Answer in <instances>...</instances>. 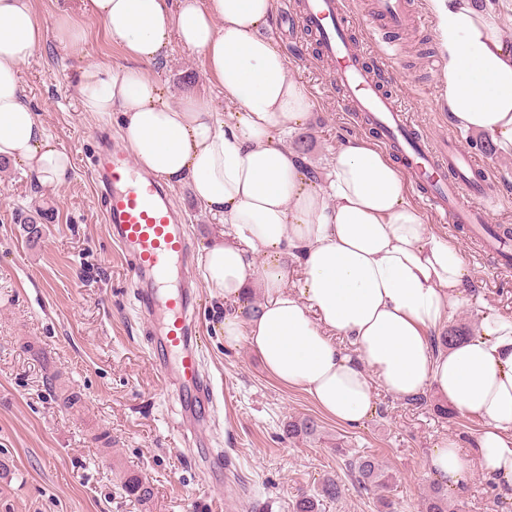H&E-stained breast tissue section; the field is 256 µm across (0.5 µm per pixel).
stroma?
I'll return each mask as SVG.
<instances>
[{
    "label": "stroma",
    "mask_w": 512,
    "mask_h": 512,
    "mask_svg": "<svg viewBox=\"0 0 512 512\" xmlns=\"http://www.w3.org/2000/svg\"><path fill=\"white\" fill-rule=\"evenodd\" d=\"M32 8L47 35L21 68L25 101L53 142L71 154L73 169L48 187L16 165L0 169V512H296L303 494L319 498L320 512H377L375 496L358 487L339 458L341 448L383 461L396 478L397 512H422L432 485L431 449L453 439L472 451L481 422L439 416L441 398L432 390L422 407L383 392L375 413L360 425L336 422L304 392L270 377L247 346L225 347L221 328L233 308L219 304L201 281L195 324L203 370L217 399L204 433L211 447L224 451L221 478L204 472L200 448L177 427L174 382L156 367L132 274L106 232L103 205L84 163L93 131L119 135L122 117L117 111L105 118L83 111L81 69L122 71L138 63L109 42L101 23L83 14L82 0H32ZM62 15L85 31L79 52L62 46L53 33ZM270 34L315 103L306 127L292 132L287 144L308 145L305 159L316 181L324 182L337 147L368 132L344 112L313 39L289 30L280 10ZM415 37L399 43L389 90L435 145L458 137L491 169V221L512 225V157L485 150L482 135L456 128L439 73L424 62L438 54L435 31L422 29ZM152 71L171 95L190 93L223 110L224 95L207 80L198 53L172 45ZM172 192L193 254L202 256L225 224L187 189ZM38 209L51 219L33 240L23 224ZM424 218L457 240L467 262L469 302L455 312L450 328L470 338L483 315L512 318V270H501L492 255L439 216L428 212ZM308 417L320 425L316 438L284 434L288 422ZM329 477L341 485L339 498L321 495ZM133 478L148 487L149 496L130 494ZM448 499L457 512H501L497 500L512 503V492L476 475L465 493L449 492Z\"/></svg>",
    "instance_id": "obj_1"
}]
</instances>
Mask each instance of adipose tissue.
Wrapping results in <instances>:
<instances>
[{
  "instance_id": "1",
  "label": "adipose tissue",
  "mask_w": 512,
  "mask_h": 512,
  "mask_svg": "<svg viewBox=\"0 0 512 512\" xmlns=\"http://www.w3.org/2000/svg\"><path fill=\"white\" fill-rule=\"evenodd\" d=\"M436 21L448 112L512 157V31L479 0H428ZM276 0H85L110 42L140 64L84 69V111H121L134 162L234 229L202 260L217 297L262 300L224 320V344H247L279 383L326 415L356 426L374 414L376 388L410 399L436 390L453 411L482 421L472 455L447 439L427 471L460 490L473 474L512 488V319L484 316L477 336L444 349L434 334L466 303L459 245L437 234L406 197L400 169L365 139L343 143L327 185L307 173L286 137L313 103L265 35ZM43 31L30 0H0V158L44 185L73 167L24 101L21 68ZM200 53L231 104L222 118L191 94L173 98L152 72L172 44Z\"/></svg>"
}]
</instances>
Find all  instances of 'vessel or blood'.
Returning a JSON list of instances; mask_svg holds the SVG:
<instances>
[{
  "label": "vessel or blood",
  "instance_id": "vessel-or-blood-1",
  "mask_svg": "<svg viewBox=\"0 0 512 512\" xmlns=\"http://www.w3.org/2000/svg\"><path fill=\"white\" fill-rule=\"evenodd\" d=\"M370 15L380 26L401 32L426 24L417 0H371ZM291 20L313 36L319 54L331 65L347 111L363 118L365 129L398 157L423 206L466 229L499 266L511 270L507 236L488 221L490 169L478 164L456 138H449L447 149L435 147L388 91L396 47L388 44L374 51L369 36L351 39L344 0H300ZM90 161L108 233L126 252L140 313L166 354L165 370L174 375L182 425L198 428L206 419L211 384L201 368L192 246L182 218L168 186L135 166L109 132L94 134Z\"/></svg>",
  "mask_w": 512,
  "mask_h": 512
}]
</instances>
